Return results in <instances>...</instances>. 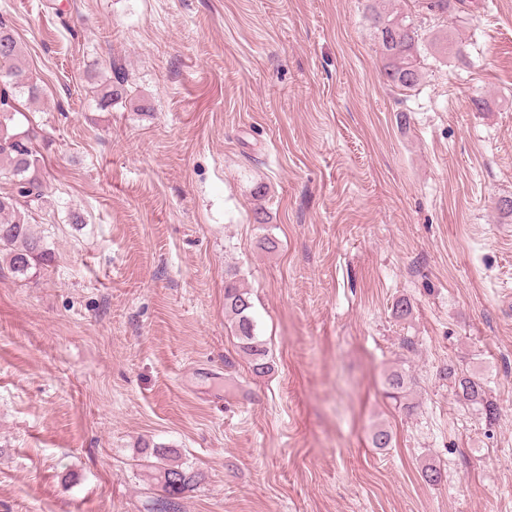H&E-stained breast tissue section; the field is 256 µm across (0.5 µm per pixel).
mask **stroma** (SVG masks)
I'll return each mask as SVG.
<instances>
[{
    "mask_svg": "<svg viewBox=\"0 0 512 512\" xmlns=\"http://www.w3.org/2000/svg\"><path fill=\"white\" fill-rule=\"evenodd\" d=\"M374 4L0 0L42 88L19 107L53 251L0 265V512H144L145 440L202 474L181 512H512V0H394L465 46L423 51L409 91L379 74ZM115 69L129 99L103 110ZM399 365L410 411L383 385ZM224 308L232 317L235 336L239 348L251 361L255 375L266 374L270 366L266 361L268 351L260 336L256 334V324L252 316L251 293L235 280H229L224 286ZM448 379L454 384V393L458 401L480 407L489 420L497 417V404L487 399L485 385L480 377L458 372L453 365H448Z\"/></svg>",
    "mask_w": 512,
    "mask_h": 512,
    "instance_id": "1",
    "label": "stroma"
}]
</instances>
